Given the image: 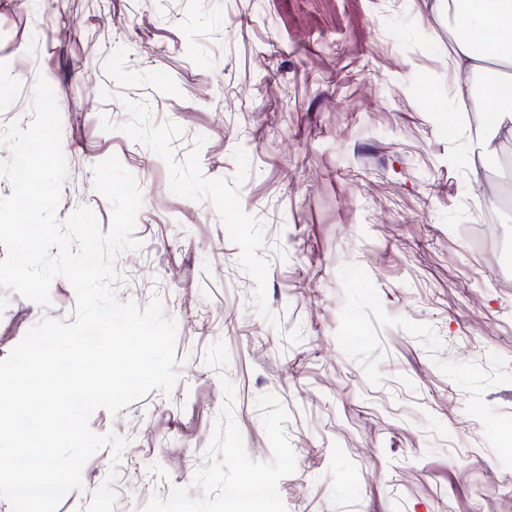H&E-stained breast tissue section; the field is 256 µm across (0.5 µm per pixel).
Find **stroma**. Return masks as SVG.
<instances>
[{
	"label": "stroma",
	"instance_id": "35a3bbf8",
	"mask_svg": "<svg viewBox=\"0 0 512 512\" xmlns=\"http://www.w3.org/2000/svg\"><path fill=\"white\" fill-rule=\"evenodd\" d=\"M0 0V130L52 86L59 219L142 206L120 300L160 298L178 380L111 415L57 512H512V124L485 130L440 0ZM0 288V359L46 318ZM277 489L270 483H261L259 485L249 486L247 488L233 487L226 490V497L229 500L252 498V499H272L276 496Z\"/></svg>",
	"mask_w": 512,
	"mask_h": 512
}]
</instances>
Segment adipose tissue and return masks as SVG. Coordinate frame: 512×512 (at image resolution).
<instances>
[{"mask_svg":"<svg viewBox=\"0 0 512 512\" xmlns=\"http://www.w3.org/2000/svg\"><path fill=\"white\" fill-rule=\"evenodd\" d=\"M454 63L488 80L482 98L492 129L512 122V0H452Z\"/></svg>","mask_w":512,"mask_h":512,"instance_id":"obj_1","label":"adipose tissue"}]
</instances>
